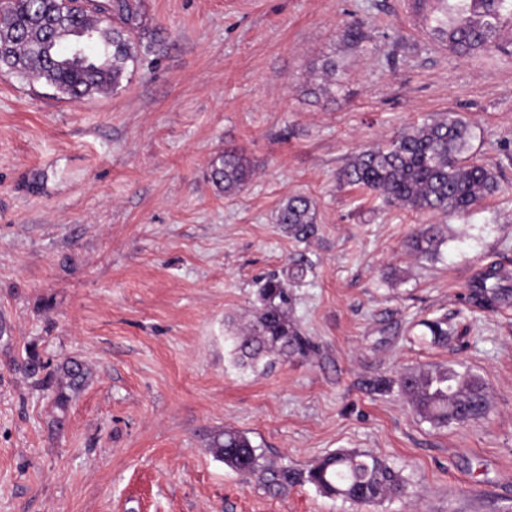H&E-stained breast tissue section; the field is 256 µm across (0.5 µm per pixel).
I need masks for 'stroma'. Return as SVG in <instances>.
<instances>
[{
  "label": "stroma",
  "mask_w": 512,
  "mask_h": 512,
  "mask_svg": "<svg viewBox=\"0 0 512 512\" xmlns=\"http://www.w3.org/2000/svg\"><path fill=\"white\" fill-rule=\"evenodd\" d=\"M406 2L142 0L151 50L117 92L0 76V512H512V302L469 300L489 263L512 272V54L457 56ZM446 112L500 182L469 213L338 184L354 154ZM227 148L254 169L231 195L209 178ZM297 193L316 207L306 241L274 222ZM437 222L440 258H415L412 232ZM299 259L289 314L312 351L239 366L261 284ZM442 314L447 343L422 339ZM31 349L89 370L66 410L18 370ZM448 365L486 386L464 427L369 387ZM227 428L274 474L217 460ZM339 450L384 459L408 497L358 506L278 475Z\"/></svg>",
  "instance_id": "obj_1"
}]
</instances>
